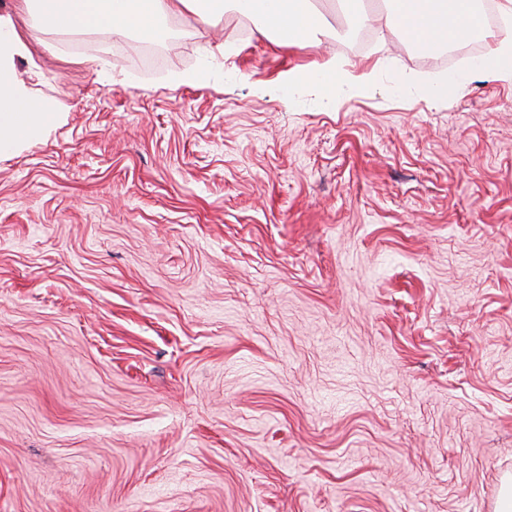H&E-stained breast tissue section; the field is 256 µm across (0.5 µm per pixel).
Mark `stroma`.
I'll list each match as a JSON object with an SVG mask.
<instances>
[{
	"mask_svg": "<svg viewBox=\"0 0 512 512\" xmlns=\"http://www.w3.org/2000/svg\"><path fill=\"white\" fill-rule=\"evenodd\" d=\"M178 17L30 42L0 154V512H495L512 479V84L397 30ZM53 49H46V42ZM100 57L94 71L86 55ZM327 58L362 93L288 88ZM206 70L201 85L180 83ZM464 76V92L427 89Z\"/></svg>",
	"mask_w": 512,
	"mask_h": 512,
	"instance_id": "stroma-1",
	"label": "stroma"
}]
</instances>
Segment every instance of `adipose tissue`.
<instances>
[{"label":"adipose tissue","instance_id":"1","mask_svg":"<svg viewBox=\"0 0 512 512\" xmlns=\"http://www.w3.org/2000/svg\"><path fill=\"white\" fill-rule=\"evenodd\" d=\"M305 0H20L31 19L27 33H20L11 16L0 14V153L12 150L39 135L55 119V107L36 97L19 78L14 62L28 52V43L52 31H114L143 37L156 34L163 23L191 13L196 22L212 24L233 5L240 14L255 18L285 47L307 45L310 35L321 32V20L304 10ZM384 27L396 28L411 41L437 44L462 41L473 33L478 16L472 0H389L379 17ZM288 86L305 82L322 85L327 92L345 86L360 92L370 85L366 75L338 71L335 61L295 68L284 77Z\"/></svg>","mask_w":512,"mask_h":512}]
</instances>
